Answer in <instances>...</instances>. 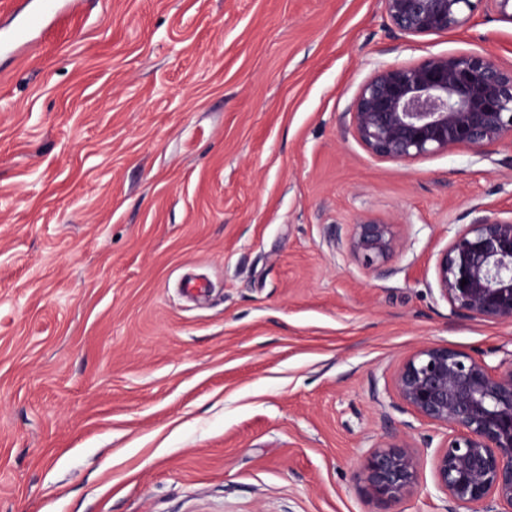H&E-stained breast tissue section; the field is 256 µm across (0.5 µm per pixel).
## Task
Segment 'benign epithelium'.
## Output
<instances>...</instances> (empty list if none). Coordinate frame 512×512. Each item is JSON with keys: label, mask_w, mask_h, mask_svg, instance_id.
<instances>
[{"label": "benign epithelium", "mask_w": 512, "mask_h": 512, "mask_svg": "<svg viewBox=\"0 0 512 512\" xmlns=\"http://www.w3.org/2000/svg\"><path fill=\"white\" fill-rule=\"evenodd\" d=\"M406 38L460 30L485 8L512 24V0H382ZM354 138L372 157L412 162L455 149L483 157L512 144V68L479 52L434 54L416 63L380 66L351 106ZM454 228L435 260L440 298L450 314L512 320V216L488 214ZM396 223L354 225L352 257L372 276L404 250ZM467 284H461V281ZM392 388L416 419L446 429L432 457L435 486L448 512H512V361L496 366L441 344L426 345L398 366ZM420 453L386 442L363 460L360 477L383 504L418 491Z\"/></svg>", "instance_id": "7a95c632"}]
</instances>
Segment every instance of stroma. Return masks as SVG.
Instances as JSON below:
<instances>
[{
    "mask_svg": "<svg viewBox=\"0 0 512 512\" xmlns=\"http://www.w3.org/2000/svg\"><path fill=\"white\" fill-rule=\"evenodd\" d=\"M469 51L511 66L512 24L410 42L381 0H84L0 56V512H380L364 457L444 434L401 360L512 356L434 272L473 205L512 216V145L380 160L348 112L379 65ZM392 218L406 249L367 275L353 226ZM421 483L389 512H448L427 452Z\"/></svg>",
    "mask_w": 512,
    "mask_h": 512,
    "instance_id": "35a3bbf8",
    "label": "stroma"
}]
</instances>
